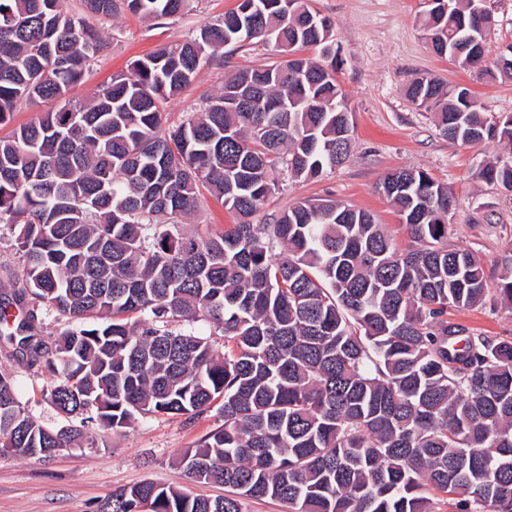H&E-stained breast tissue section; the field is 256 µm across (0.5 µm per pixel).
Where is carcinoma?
I'll return each instance as SVG.
<instances>
[{
    "label": "carcinoma",
    "mask_w": 512,
    "mask_h": 512,
    "mask_svg": "<svg viewBox=\"0 0 512 512\" xmlns=\"http://www.w3.org/2000/svg\"><path fill=\"white\" fill-rule=\"evenodd\" d=\"M185 0H0V125L17 104L66 96L103 41L93 19L125 9L178 15ZM432 51L475 34L471 0L421 10ZM273 40L284 60L238 71L203 111L166 124L162 103L224 46ZM314 49L319 57L303 55ZM460 65L482 78L486 49ZM332 22L306 0H240L199 35L130 64L86 104H64L0 137V223L23 262L17 322L0 307V339L18 361L55 377L51 405L74 419L40 423L0 374V455L47 458L95 445L145 416H196L221 400L224 424L181 463L199 482L231 488L193 497L142 483L99 512H242L269 498L289 512H512V338L474 336L448 310L486 304L484 261L448 245V187L422 170L378 191L413 245L400 250L364 211L303 200L271 224L251 217L277 173L311 180L349 157L350 111L336 80ZM413 80L411 102L464 146L512 145V114L483 111L471 91ZM255 100L252 111L243 101ZM478 176L512 191V152ZM240 217L187 236L201 188ZM287 248L276 257L274 247ZM71 328L49 347L33 310ZM203 319L224 335L171 327Z\"/></svg>",
    "instance_id": "carcinoma-1"
}]
</instances>
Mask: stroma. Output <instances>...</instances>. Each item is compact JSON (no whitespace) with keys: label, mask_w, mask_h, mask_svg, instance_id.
Here are the masks:
<instances>
[{"label":"stroma","mask_w":512,"mask_h":512,"mask_svg":"<svg viewBox=\"0 0 512 512\" xmlns=\"http://www.w3.org/2000/svg\"><path fill=\"white\" fill-rule=\"evenodd\" d=\"M238 3L186 0L182 15L174 18L143 19L122 10L100 19L103 48L67 100L90 101L135 59L196 35ZM309 5L333 23V47L342 60L336 78L353 113V149L346 163L318 179L280 175L278 190L254 215V223H270L296 202L329 198L370 213L405 249L410 239L400 227L399 214L378 194L376 184L393 170L421 169L454 196L449 245L480 255L489 286H496L505 272V258L512 256V191L478 178L476 172L485 159L506 148L495 142L464 147L449 140L433 114L408 99L406 89L415 78L435 76L469 87L485 111L499 115L512 113V77L480 79L435 55L422 30L419 0H309ZM280 59L271 42L225 47L223 58L204 66L190 87L164 101L169 124L198 111L203 99L218 92L235 70ZM235 221V214L204 192L184 224L190 233L215 234ZM448 319L476 335L512 337V310L491 300L472 310H449ZM0 372L14 379L33 416L56 427L67 425L45 396L49 375L13 359L11 347L1 342ZM223 422L215 406L191 419L148 416L97 438L92 448L46 459L0 457V512H97L113 491L145 482L210 498L224 495V487L194 481L179 463L185 449Z\"/></svg>","instance_id":"obj_1"}]
</instances>
